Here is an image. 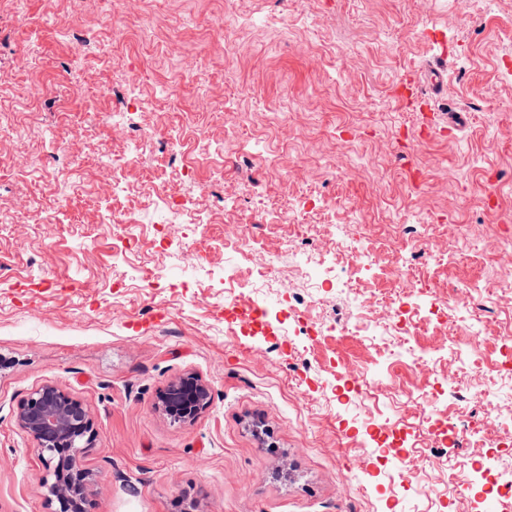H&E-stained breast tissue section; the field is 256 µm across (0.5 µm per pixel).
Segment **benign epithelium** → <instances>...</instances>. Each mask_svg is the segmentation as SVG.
<instances>
[{"label": "benign epithelium", "mask_w": 512, "mask_h": 512, "mask_svg": "<svg viewBox=\"0 0 512 512\" xmlns=\"http://www.w3.org/2000/svg\"><path fill=\"white\" fill-rule=\"evenodd\" d=\"M209 389L195 377L171 385L164 409L179 423L192 420L209 402ZM19 427L39 448L55 481L49 492L60 502L61 512H86L88 486L76 483L70 472L82 469L84 448L94 438L93 419L81 403L53 384L32 390L17 413Z\"/></svg>", "instance_id": "1"}]
</instances>
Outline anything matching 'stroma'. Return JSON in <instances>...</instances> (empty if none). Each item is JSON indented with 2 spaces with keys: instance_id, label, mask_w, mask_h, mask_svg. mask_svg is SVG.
Listing matches in <instances>:
<instances>
[{
  "instance_id": "obj_1",
  "label": "stroma",
  "mask_w": 512,
  "mask_h": 512,
  "mask_svg": "<svg viewBox=\"0 0 512 512\" xmlns=\"http://www.w3.org/2000/svg\"><path fill=\"white\" fill-rule=\"evenodd\" d=\"M225 34H217L218 23ZM512 0H0V512H57L53 475L17 425L27 394L51 383L90 410L82 466L90 512H401L376 492L377 447L337 376L374 367L363 337L303 335L288 295L314 296L328 321H380L339 288L307 282L295 228L274 221L298 202L320 234L309 248L335 267L377 253L359 273L366 297L396 287L410 247L400 215L432 218L454 258L423 268L436 293L495 280L512 243ZM46 92L34 96L36 84ZM128 132L180 136L170 156L143 151L112 192L125 142L94 112L127 109ZM164 182L208 224L133 227L125 249L109 212L145 208ZM244 192V208L223 196ZM68 208L33 224L29 206ZM257 241L238 294L267 323L253 336L224 321V236L242 219ZM201 249L194 260L187 244ZM274 263V287L253 269ZM149 272L150 285L140 274ZM512 303L482 326L485 386L512 394L496 370ZM436 368L394 361L405 392L458 369L433 328L410 339ZM196 374L211 403L178 424L159 405ZM349 439H340V429ZM512 450L461 442L431 448L433 498L449 475Z\"/></svg>"
}]
</instances>
